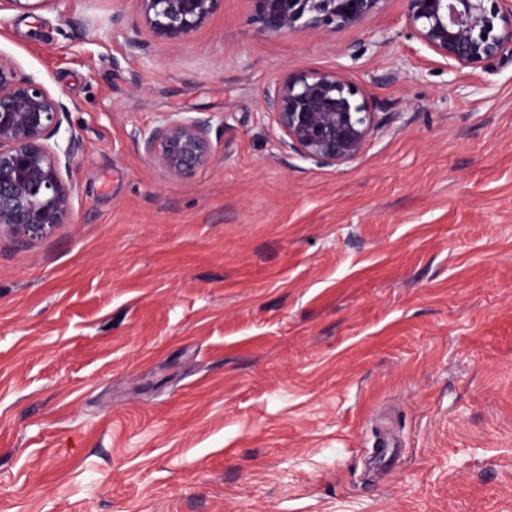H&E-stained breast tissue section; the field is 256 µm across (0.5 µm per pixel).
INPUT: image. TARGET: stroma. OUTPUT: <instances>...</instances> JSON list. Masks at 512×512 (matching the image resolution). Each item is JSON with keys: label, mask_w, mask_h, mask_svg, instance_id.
<instances>
[{"label": "stroma", "mask_w": 512, "mask_h": 512, "mask_svg": "<svg viewBox=\"0 0 512 512\" xmlns=\"http://www.w3.org/2000/svg\"><path fill=\"white\" fill-rule=\"evenodd\" d=\"M253 13L133 49L138 0L0 12L79 143L66 223L0 233V512H512V58L449 70L404 0ZM309 70L383 124L352 163L277 146ZM168 112L213 119L184 180L136 143ZM253 21L269 35L334 32L360 26L385 0H252ZM354 2V5H351Z\"/></svg>", "instance_id": "1"}]
</instances>
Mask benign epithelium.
Instances as JSON below:
<instances>
[{
	"instance_id": "1",
	"label": "benign epithelium",
	"mask_w": 512,
	"mask_h": 512,
	"mask_svg": "<svg viewBox=\"0 0 512 512\" xmlns=\"http://www.w3.org/2000/svg\"><path fill=\"white\" fill-rule=\"evenodd\" d=\"M62 0H0L34 10ZM141 25L168 46L204 26L220 0H139ZM253 21L269 35L357 27L385 0H253ZM406 26L426 50L457 72L512 53V0H404ZM278 144L318 166L351 163L379 126L366 96L341 73L285 74L265 93ZM70 108L42 82L0 54V229L42 238L65 223L75 137L61 136ZM211 119L165 115L139 134L143 154L170 180L194 175L212 158Z\"/></svg>"
}]
</instances>
